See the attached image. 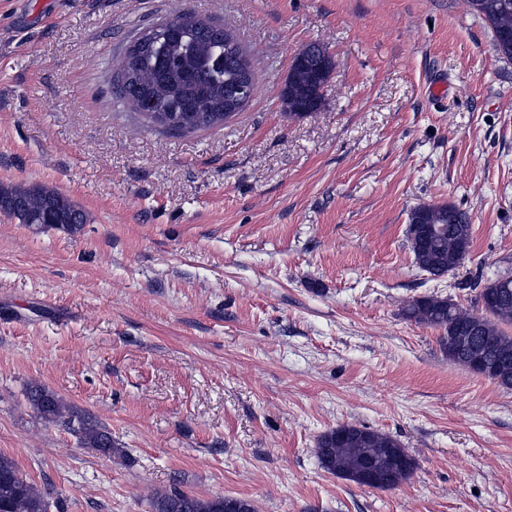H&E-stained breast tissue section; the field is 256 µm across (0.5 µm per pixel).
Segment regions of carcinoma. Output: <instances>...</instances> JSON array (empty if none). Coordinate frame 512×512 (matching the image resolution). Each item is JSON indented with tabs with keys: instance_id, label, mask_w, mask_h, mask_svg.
Instances as JSON below:
<instances>
[{
	"instance_id": "cac0c4a2",
	"label": "carcinoma",
	"mask_w": 512,
	"mask_h": 512,
	"mask_svg": "<svg viewBox=\"0 0 512 512\" xmlns=\"http://www.w3.org/2000/svg\"><path fill=\"white\" fill-rule=\"evenodd\" d=\"M467 10L480 17L493 32L494 50L512 60V0H464ZM211 18L191 11L176 16L169 28L151 36L147 52L131 62L136 82L131 90H116L118 98L151 126L172 136H188L224 126V100L232 95L241 66L251 67L248 53L233 34L208 29ZM328 54L320 43L305 46L304 62L294 66L282 90L288 116L300 118L319 110L326 77L320 72V58ZM0 211L20 224L62 225L70 234L80 232L86 215L61 193L47 187L23 189L0 187ZM407 242L416 267L432 276H444L464 263L472 244L469 215L452 204H426L409 216ZM475 293L478 311L461 307L438 296L412 301L404 316L419 324L437 328L441 350L448 360L468 370L489 367L485 377L498 386L512 389V335L503 326L512 323V279L497 288L483 286L476 274L462 282ZM34 417L47 426L71 431L84 448L107 457H119L112 432L94 417L80 411L48 387L34 383L24 393ZM316 453L329 473L354 481L363 463L372 461L380 481L393 487L410 478L414 460L392 436L353 425L342 432L332 429L318 440ZM47 494L21 473L16 463L0 455V512H49ZM152 512H254L246 499L217 496L201 498L184 491L158 493Z\"/></svg>"
}]
</instances>
